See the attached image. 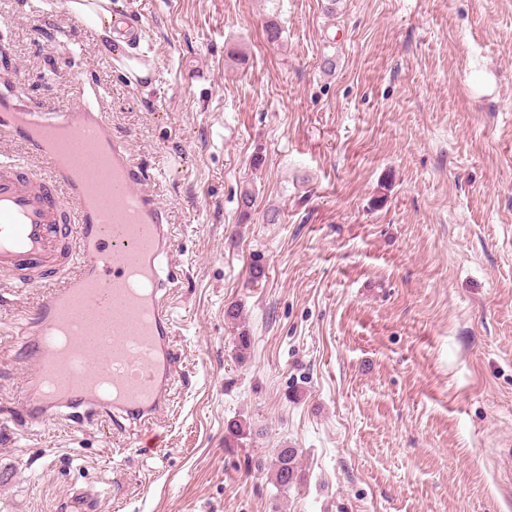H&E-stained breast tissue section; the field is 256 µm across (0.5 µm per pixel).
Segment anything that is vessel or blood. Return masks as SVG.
I'll return each mask as SVG.
<instances>
[{
    "label": "vessel or blood",
    "mask_w": 512,
    "mask_h": 512,
    "mask_svg": "<svg viewBox=\"0 0 512 512\" xmlns=\"http://www.w3.org/2000/svg\"><path fill=\"white\" fill-rule=\"evenodd\" d=\"M90 138L95 157L75 172L51 151L46 132ZM0 140L21 141L26 159L0 154V272L16 287H47L23 318L34 375L21 401L30 421L61 410L108 409L132 423L169 405L179 359L161 261L172 227L125 143L89 103L69 112L0 95ZM62 512H98L95 492L76 488Z\"/></svg>",
    "instance_id": "obj_1"
}]
</instances>
